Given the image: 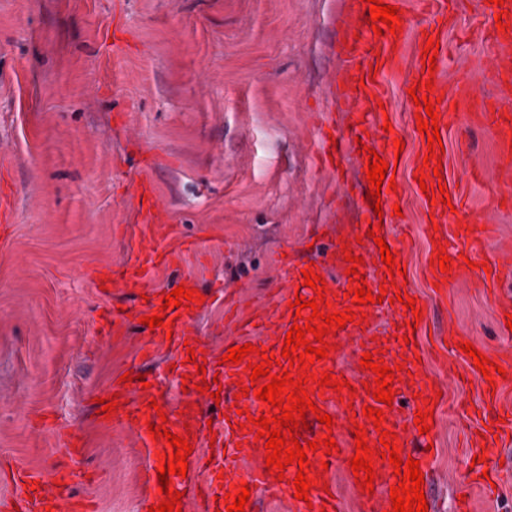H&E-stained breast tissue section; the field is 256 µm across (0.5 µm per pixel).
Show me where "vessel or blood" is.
<instances>
[{"instance_id":"obj_1","label":"vessel or blood","mask_w":512,"mask_h":512,"mask_svg":"<svg viewBox=\"0 0 512 512\" xmlns=\"http://www.w3.org/2000/svg\"><path fill=\"white\" fill-rule=\"evenodd\" d=\"M423 10L428 19L414 29H402L397 33L374 35L366 18L370 5L368 0H361L357 20L344 31L342 46L343 82L340 87V109L347 112L350 123L346 135L338 139H330L327 129H320L317 146L320 158L326 159L327 165L340 169L345 155L357 154L361 146L372 147L384 158L386 163H394L396 150L393 146L398 138V130L384 131V114L380 110L381 103L387 102V83L393 77H400L401 92H408L416 80L428 79L427 64L429 59L423 54L427 39L437 40L438 63H445L448 56V35L458 26L459 17L455 10L458 0H421ZM477 12L495 17L499 9H506L505 21L507 30L490 29L483 38L491 42L495 53L485 58V74L489 75L499 86L502 96L493 102L482 104L475 113V123L484 126L495 137L500 146L499 170L512 176V108L506 101L512 97V0H506L504 6H496L491 0H476ZM414 42L415 74L413 78H401L400 69L404 59L406 42ZM476 92V85L469 77H461L454 84L436 82L428 92V99L434 100V110L438 114L440 128H447L450 118L457 111L467 110ZM489 174L481 169L470 171L468 180L456 181L451 178L441 180L446 186L447 203H432L430 198H422L421 203L426 214L432 215L439 229L438 239L448 237V227L461 224L465 227L464 240L471 249H478L487 239L490 231V215L502 206V195L491 194L485 210L470 211L466 205L472 185L489 182ZM403 189H390L389 185L381 187L382 214H375L365 200H358L357 208L361 214L359 224L355 225L352 235L345 241L354 255L364 257L365 264L361 271L365 273L366 284L370 289H379L387 270L381 261L380 250L373 239L368 238V230L376 229L378 224L398 223L394 208L404 202ZM139 196L144 197V206L154 219L144 225L140 239L132 256L122 264L120 269L109 267L92 271L93 281L103 282L104 286L120 284L125 292L139 303L133 314L115 309L101 319L98 332L108 336L120 332L128 324L129 317L150 316L163 313L165 319L162 326L149 329L140 328V344L138 357L142 362L149 363L157 358L160 350L170 347L183 350L184 346L195 349V363H176L175 376H186L189 390L178 399L164 395L161 383H153L149 389L131 386L120 380H113L111 392L119 393L120 404L112 413L110 423L124 432L137 447L143 448L147 462L141 473L142 493L141 507L148 512L151 506L162 501L163 496L157 486V462L170 447L164 440H153L147 430L148 424L158 423L160 416H167L170 431L177 435H190L193 449L188 457L186 476H173L172 490L182 492V508L184 512H225L227 505L225 494L239 491L241 484H248L251 491L263 492L271 503L286 504L288 512H342L340 496L337 490L322 492L311 489L309 501L295 498L293 479L297 473V465L286 468L284 480L275 479L273 474L264 468L265 443L258 440L257 429L253 424L255 417L265 410L266 405L256 399L255 395L240 397L238 384L247 380V365H231L222 363L210 341L199 336L194 319L203 308L211 306V299L192 302L190 307L162 309L161 298L165 291L151 285L154 272L162 267L177 264L182 254L196 251L197 242L182 241L179 248L172 249L167 245L170 232L167 224L156 219L159 209L154 186L143 181L138 185ZM279 263L287 282L286 287L278 289L266 299L252 304L248 317L241 320L237 327L234 345L250 343L259 348L267 349L269 354L280 355L282 341L294 324L295 312L288 304L295 297L313 298V288L304 284L302 271L304 262L294 255L280 258ZM432 286L447 290L449 282L463 278L465 267L461 263H453L448 273H441L438 265L426 268ZM352 283L342 286L328 285L326 299L331 311L340 312L352 307L353 300L348 293ZM365 321L346 323L343 330L337 331V339L347 341L351 345L354 359H361L369 353L373 357L383 358L385 365L397 367L395 381L411 386L418 397L413 412L404 414L396 409H385V418L381 427H374L372 420L363 413L364 406L374 405L372 394L367 393L368 385L374 384L372 371L358 369L349 381L356 393L347 398V407L336 410V394L328 388L307 384L306 389L322 412L333 415L332 432L318 430L317 438L332 435L339 450L331 455L323 452L308 453L307 458L313 471L322 472L324 481L334 479L333 471L339 467H347L349 459L356 451L352 434L353 425L365 428L369 446L379 444V429L395 432L398 437L401 456L416 455L421 462H428L430 453L428 445L432 438L419 433L414 423V412L419 408H432L434 412H442L445 405L444 391L459 386L461 379L457 375H449L447 381L436 382L431 379L424 365L415 361L422 349L418 342L412 341L410 322L413 314L404 308L402 303L383 301L364 306ZM204 365L205 374H197V365ZM501 368L507 373L506 378L496 379L494 385L483 386L482 393L486 403L492 405V414L474 418L465 429L468 455H481L483 450L496 448L499 442L512 437V403L506 402V394L512 393V362L501 361ZM217 379L222 387L219 399L197 392L195 386L202 378ZM157 401V408H150V401ZM221 405L223 414L206 422L200 412L201 406ZM501 419L500 427H493V419ZM38 429L53 430L57 442L66 457L74 459L83 456L86 443L75 431L62 427H53L49 419H42ZM376 481L373 494L359 493L358 498L364 512H391L390 488L397 485L398 479L388 460L375 458ZM13 479L20 484L22 490L15 497L8 512H89L86 502L76 498L73 493L74 473L68 466H57L51 476L36 469H19ZM499 470L493 460H485L468 470L467 477L459 486L463 494V502L457 503L455 512H471V504L467 497L473 490H481L492 494L493 483L499 482Z\"/></svg>"}]
</instances>
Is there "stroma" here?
<instances>
[{
	"label": "stroma",
	"instance_id": "1",
	"mask_svg": "<svg viewBox=\"0 0 512 512\" xmlns=\"http://www.w3.org/2000/svg\"><path fill=\"white\" fill-rule=\"evenodd\" d=\"M357 0H0V167L14 205V225L0 235V460L52 474L62 456L52 432L31 424L47 414L81 433L88 446L70 460L73 491L97 512H140L142 449L100 424L95 402L136 357L137 330L105 338L95 321L107 305L133 306L122 293L100 297L89 274L119 268L133 253L143 220L133 195L151 181L176 239L200 243L183 264L157 270L153 284L195 277L215 290L195 319L198 332L223 348L235 336L225 297L260 298L282 288L278 254L296 249L322 260L330 222L347 235L354 206L331 200L342 180L363 171L320 165L315 124L332 112L341 76V44ZM131 31L113 54L114 28ZM443 77L478 74L490 44L448 36ZM468 127L469 149H448V174L497 169L486 129ZM411 246L409 289L430 305L434 336L462 328L473 342L512 361L500 335L497 304L472 285L494 252L512 245V208L495 213L496 229L473 255L468 281L449 286L450 304L434 301L425 274L428 229L413 192L404 198ZM435 380L464 367L456 353L435 358ZM470 379L448 394L435 433L429 476L434 512H453L466 458L459 446L462 410L478 409ZM99 479L89 484L87 473Z\"/></svg>",
	"mask_w": 512,
	"mask_h": 512
}]
</instances>
